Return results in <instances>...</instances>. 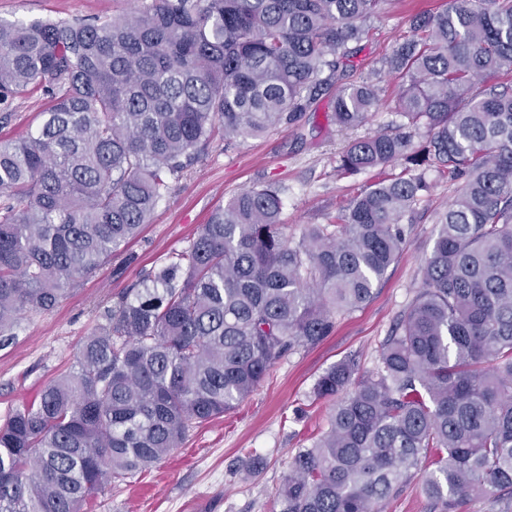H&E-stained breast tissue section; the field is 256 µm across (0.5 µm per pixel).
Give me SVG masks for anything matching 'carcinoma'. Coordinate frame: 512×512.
<instances>
[{"mask_svg":"<svg viewBox=\"0 0 512 512\" xmlns=\"http://www.w3.org/2000/svg\"><path fill=\"white\" fill-rule=\"evenodd\" d=\"M383 2L137 0L105 20L0 19V103L32 84L50 98L34 132L0 138V349L23 314L120 254L213 139L295 120ZM386 67L403 79L402 121L353 141L337 171L403 175L297 241L273 183L212 212L104 309L74 370L0 425V512H83L321 344L396 261L430 167L463 183L422 286L375 369L347 356L315 381L328 429L292 456L279 512H383L424 465L442 512L512 501V89L477 90L512 74V0L416 16ZM378 102L375 84L351 83L332 119L354 128Z\"/></svg>","mask_w":512,"mask_h":512,"instance_id":"1","label":"carcinoma"}]
</instances>
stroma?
I'll use <instances>...</instances> for the list:
<instances>
[{"label": "stroma", "mask_w": 512, "mask_h": 512, "mask_svg": "<svg viewBox=\"0 0 512 512\" xmlns=\"http://www.w3.org/2000/svg\"><path fill=\"white\" fill-rule=\"evenodd\" d=\"M447 5L448 0H385L366 21L362 39L351 45L346 76L350 83L372 78L381 89L380 102L362 127L338 130L324 96L295 122L261 136L212 142L172 181L168 195L130 243L136 262L113 257L54 310L26 313L16 342L0 349V421L68 373L81 340L104 308L145 272L184 249L210 214L237 193L270 182L281 185L282 219L295 241L307 225L334 220L366 186L400 174L398 162L351 176L339 174L336 166L350 141L399 123L402 81L388 74L384 60L410 36L416 15ZM133 6L134 0H0V18L95 20ZM47 106L42 89L28 87L0 105V136L19 138L34 131ZM426 180L430 189L414 218L402 221L403 250L375 284L370 301L338 317L334 332L319 346L288 353L249 399L191 430L183 446L150 471L107 486L95 512H279L275 493L291 456L327 428V404L310 398L316 379L351 355L363 369L375 368L382 344L421 284V265L437 237L436 215L462 185L435 170L427 171ZM251 457L261 459L264 469L247 477L242 463Z\"/></svg>", "instance_id": "35a3bbf8"}]
</instances>
